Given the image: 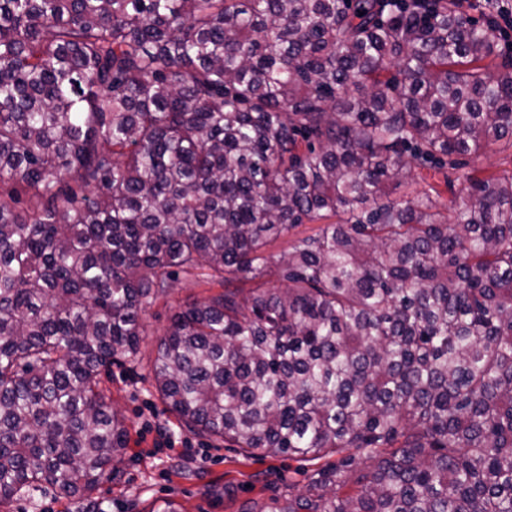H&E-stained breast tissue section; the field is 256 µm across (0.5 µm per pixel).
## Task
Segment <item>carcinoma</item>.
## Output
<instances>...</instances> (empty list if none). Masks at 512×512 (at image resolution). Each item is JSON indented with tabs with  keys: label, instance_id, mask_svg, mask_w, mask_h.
<instances>
[{
	"label": "carcinoma",
	"instance_id": "cac0c4a2",
	"mask_svg": "<svg viewBox=\"0 0 512 512\" xmlns=\"http://www.w3.org/2000/svg\"><path fill=\"white\" fill-rule=\"evenodd\" d=\"M500 141L512 55L458 0H0V506L95 512L103 376L182 272L221 291L154 389L312 463L269 512H512V169L464 160ZM36 500L38 501L36 509L28 500L20 498L13 500L0 510L2 512H76L75 510H77L73 504H68L65 500L58 498L56 492L51 488L42 495L37 493Z\"/></svg>",
	"mask_w": 512,
	"mask_h": 512
}]
</instances>
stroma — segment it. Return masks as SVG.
I'll list each match as a JSON object with an SVG mask.
<instances>
[{
    "label": "stroma",
    "mask_w": 512,
    "mask_h": 512,
    "mask_svg": "<svg viewBox=\"0 0 512 512\" xmlns=\"http://www.w3.org/2000/svg\"><path fill=\"white\" fill-rule=\"evenodd\" d=\"M217 290V285L180 276L142 316L138 363L113 366L106 401L125 417L129 433L119 476L104 481L98 493L104 512H147L168 499L183 512H245L255 503L268 505L288 482H302L307 462L215 446L184 429L153 387L151 365L173 313ZM166 436L174 438L175 447L155 450Z\"/></svg>",
    "instance_id": "stroma-1"
}]
</instances>
